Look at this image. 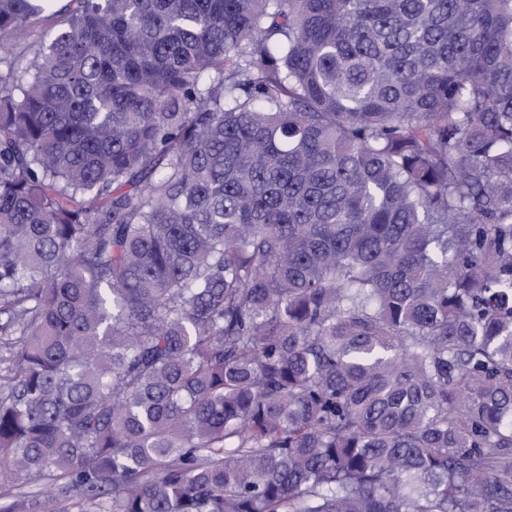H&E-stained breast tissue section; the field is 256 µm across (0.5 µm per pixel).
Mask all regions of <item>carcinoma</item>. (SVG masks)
<instances>
[{"instance_id":"cac0c4a2","label":"carcinoma","mask_w":512,"mask_h":512,"mask_svg":"<svg viewBox=\"0 0 512 512\" xmlns=\"http://www.w3.org/2000/svg\"><path fill=\"white\" fill-rule=\"evenodd\" d=\"M55 2L0 0V512H512V0Z\"/></svg>"}]
</instances>
